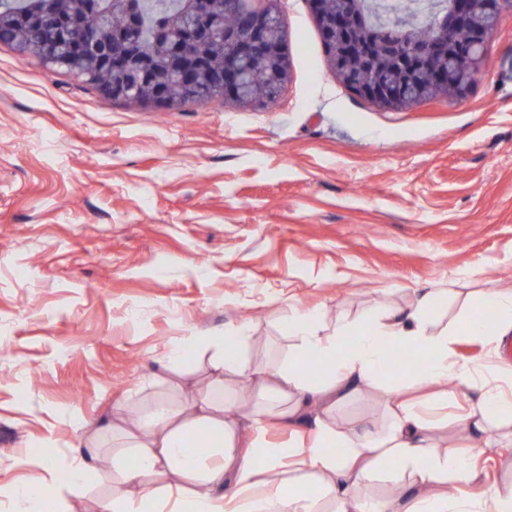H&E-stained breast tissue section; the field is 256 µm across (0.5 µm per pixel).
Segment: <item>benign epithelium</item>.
Masks as SVG:
<instances>
[{"label":"benign epithelium","mask_w":512,"mask_h":512,"mask_svg":"<svg viewBox=\"0 0 512 512\" xmlns=\"http://www.w3.org/2000/svg\"><path fill=\"white\" fill-rule=\"evenodd\" d=\"M500 0H448L431 5L433 36L409 55L400 44L376 54L367 30H383L398 21L409 32L417 17L413 5H389L375 0L368 9L354 0H310L311 8L332 43L331 63L336 78L364 98L387 109H407L418 100L442 94L462 97L485 72V44L500 23ZM212 0H194L190 26L194 40L216 48H231L224 66L214 71L208 57L191 51L175 32L168 38L155 33L153 45L162 48L167 70L150 64L142 44V18L130 19L122 29L104 22L93 33L85 31L82 17L40 11L37 16L0 10V30L19 34L21 55L37 54L45 62L63 58L77 76L106 72L99 90L114 99L139 103L164 102L174 106L184 92L203 85L226 90L241 102V64L264 68L278 63L277 80L288 77L285 50L280 42L284 27L281 0H224L226 13L239 14L235 27L216 34ZM469 33L464 43L453 41L459 31Z\"/></svg>","instance_id":"obj_1"}]
</instances>
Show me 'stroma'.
Wrapping results in <instances>:
<instances>
[{
    "instance_id": "stroma-1",
    "label": "stroma",
    "mask_w": 512,
    "mask_h": 512,
    "mask_svg": "<svg viewBox=\"0 0 512 512\" xmlns=\"http://www.w3.org/2000/svg\"><path fill=\"white\" fill-rule=\"evenodd\" d=\"M289 76L267 111L115 100L0 43V512L30 485L98 512L111 478L58 489L79 437L177 394V341L290 309L326 325L451 288L512 287V0L464 97L405 110L337 80L308 0H284Z\"/></svg>"
}]
</instances>
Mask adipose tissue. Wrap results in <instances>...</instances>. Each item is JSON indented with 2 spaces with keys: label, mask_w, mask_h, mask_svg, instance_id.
Masks as SVG:
<instances>
[{
  "label": "adipose tissue",
  "mask_w": 512,
  "mask_h": 512,
  "mask_svg": "<svg viewBox=\"0 0 512 512\" xmlns=\"http://www.w3.org/2000/svg\"><path fill=\"white\" fill-rule=\"evenodd\" d=\"M445 300L435 288L406 307L371 309L331 327L317 313L292 310L284 350L264 362L245 354L247 326L200 338L212 350L205 384L179 385L178 402L157 401L137 425L113 427L117 488L99 512H512L510 487L486 484L468 498L446 491L451 482L478 481L473 457L491 447L494 429L512 424V393L502 388L512 368L488 377L454 354L461 339L492 344L512 333V289L468 298L442 327L432 314ZM395 349L419 353L415 374L393 362ZM309 359L325 366L318 379L304 374ZM242 389L254 400L243 401ZM366 389L383 390L386 423L337 422V406ZM460 396L472 399L456 422L472 446L451 452L438 411ZM289 424L298 427L293 439L268 442L272 428ZM389 461L399 466L401 495L369 497Z\"/></svg>",
  "instance_id": "obj_1"
}]
</instances>
